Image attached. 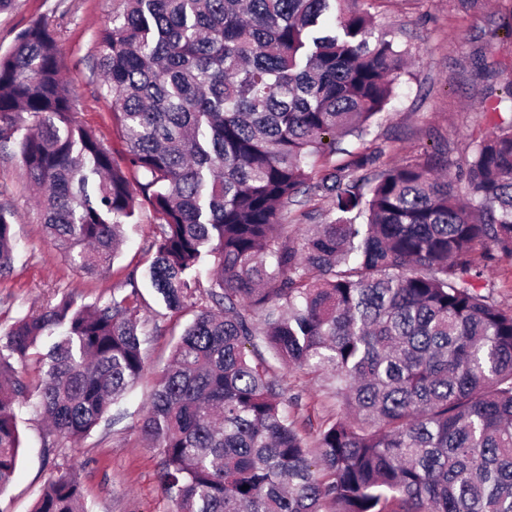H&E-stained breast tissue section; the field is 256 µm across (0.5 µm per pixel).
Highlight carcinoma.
I'll return each instance as SVG.
<instances>
[{"label": "carcinoma", "instance_id": "carcinoma-1", "mask_svg": "<svg viewBox=\"0 0 512 512\" xmlns=\"http://www.w3.org/2000/svg\"><path fill=\"white\" fill-rule=\"evenodd\" d=\"M120 2L98 67L125 165L74 120L44 19L0 54V148L84 272L110 266L137 197L157 216L144 277L167 310L196 309L140 425L169 512H512V309L475 258L512 260V83L484 102L497 121L468 135L458 174L438 156L383 162L380 146L340 147L365 139L406 73L357 0ZM304 189L330 201L329 223H285ZM15 218L0 205V277ZM138 297L64 296L0 336V489L21 400L69 442L112 418L144 371ZM261 343L272 360L250 357ZM278 363L324 378L344 409L311 442ZM34 512H88L71 470Z\"/></svg>", "mask_w": 512, "mask_h": 512}]
</instances>
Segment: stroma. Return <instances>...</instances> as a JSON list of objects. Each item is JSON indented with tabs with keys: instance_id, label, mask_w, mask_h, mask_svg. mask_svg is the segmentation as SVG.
Masks as SVG:
<instances>
[{
	"instance_id": "35a3bbf8",
	"label": "stroma",
	"mask_w": 512,
	"mask_h": 512,
	"mask_svg": "<svg viewBox=\"0 0 512 512\" xmlns=\"http://www.w3.org/2000/svg\"><path fill=\"white\" fill-rule=\"evenodd\" d=\"M112 0H14L0 11V53L8 51L19 31L44 18L56 28L63 67L74 97L76 122L94 131L113 149L121 144L112 123L111 106L97 91V36L112 19ZM512 0H479L472 8L459 0H376L371 10L373 34L408 51L407 72L384 113L372 125L367 143H381L397 162H424L449 148L453 167L465 162L466 136L488 128L482 97L512 81V29L505 17ZM496 65L494 78L478 75L476 54ZM0 204L16 213L17 247L12 272L0 278V336L15 321L61 297L77 303L110 301L113 295L138 290L146 366L140 381L125 396L124 418L102 423L72 443L51 434L31 405L18 410L22 446L12 481L0 491V512H33L40 491L58 466L73 465L88 512H168L160 483L161 457L139 430L154 383L172 347L193 316V309L172 313L157 300L146 279L130 283L133 270L145 269L152 256L157 220L140 202L136 223L110 267L87 274L70 267L44 236L35 220V199L19 158L0 154ZM287 394H302L300 423H319L337 406L311 374L280 369Z\"/></svg>"
}]
</instances>
